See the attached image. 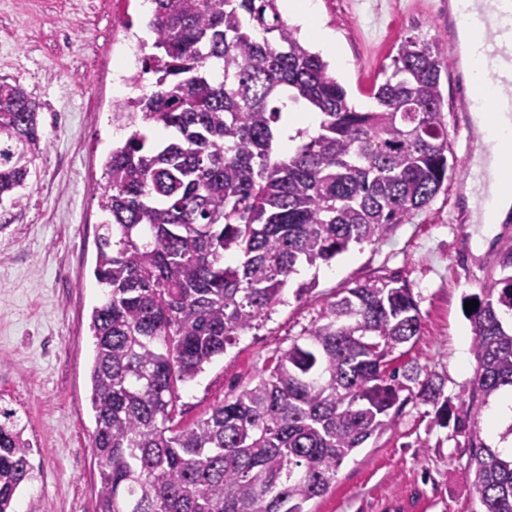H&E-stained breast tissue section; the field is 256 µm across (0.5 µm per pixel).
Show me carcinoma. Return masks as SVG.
<instances>
[{"label": "carcinoma", "mask_w": 512, "mask_h": 512, "mask_svg": "<svg viewBox=\"0 0 512 512\" xmlns=\"http://www.w3.org/2000/svg\"><path fill=\"white\" fill-rule=\"evenodd\" d=\"M138 41L148 94L117 105L130 133L109 152L99 194L90 368L97 512H306L344 461L395 424L406 386L393 351L422 332L409 285L346 288L273 357L252 386L195 423L173 424L176 384L270 317L297 266L378 243L448 179V123L437 42L408 38L376 107L360 110L300 39L278 0H152ZM320 115L292 153L273 149L288 104ZM38 102L0 78V203L17 196L43 138ZM474 295L477 368L454 418L471 432L481 512H512V455L475 430L512 389V249ZM0 405V512H16L32 440Z\"/></svg>", "instance_id": "carcinoma-1"}]
</instances>
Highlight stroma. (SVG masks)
<instances>
[{
    "label": "stroma",
    "instance_id": "stroma-1",
    "mask_svg": "<svg viewBox=\"0 0 512 512\" xmlns=\"http://www.w3.org/2000/svg\"><path fill=\"white\" fill-rule=\"evenodd\" d=\"M345 59L330 71L360 108L408 37L437 39L451 54L441 79L454 167L431 203L382 242L351 245L319 272L300 268L268 320L179 386L177 419L189 425L254 383L281 349L342 289L378 276L405 280L422 314V334L391 356L390 369H416L442 386L449 411L467 399L474 356L464 304L500 274L512 220L479 223L468 201L466 162L480 147L465 105L470 86L450 0H317ZM146 0H0V77L23 83L41 106L42 153L19 204L0 206V404H10L33 442V478L17 512H96L98 473L90 405L94 339L90 314L101 297L93 276L100 222L93 191L120 140L114 112L124 29L147 36ZM318 286L296 296L299 284ZM396 423L339 468L308 512H379L385 495L427 498L430 512H480L467 473V433L440 425L436 409L401 392Z\"/></svg>",
    "mask_w": 512,
    "mask_h": 512
}]
</instances>
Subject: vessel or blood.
<instances>
[{"instance_id":"vessel-or-blood-1","label":"vessel or blood","mask_w":512,"mask_h":512,"mask_svg":"<svg viewBox=\"0 0 512 512\" xmlns=\"http://www.w3.org/2000/svg\"><path fill=\"white\" fill-rule=\"evenodd\" d=\"M462 11L481 29L484 39L480 62L504 86V93L475 91L468 105L472 110L493 109L512 117V0H462Z\"/></svg>"}]
</instances>
